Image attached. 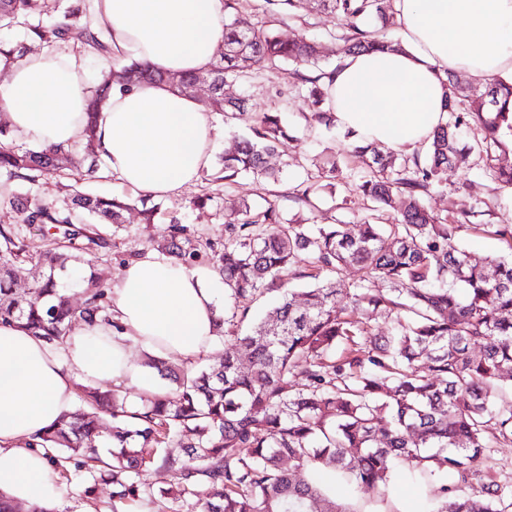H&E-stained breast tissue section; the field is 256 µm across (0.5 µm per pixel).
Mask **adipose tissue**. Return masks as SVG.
I'll return each instance as SVG.
<instances>
[{
	"mask_svg": "<svg viewBox=\"0 0 512 512\" xmlns=\"http://www.w3.org/2000/svg\"><path fill=\"white\" fill-rule=\"evenodd\" d=\"M126 56L181 75L202 71L224 40V0H89ZM401 51L344 58L327 82L328 107L342 130L384 149L426 145L447 118L450 72L479 84L512 78V0H394ZM85 54L62 48L19 61L0 84V112L13 134L40 146L85 140L91 85ZM210 112L167 83L113 86L96 117L94 151L132 190L172 195L211 163ZM222 278L149 252L128 262L112 285L113 325L73 333L65 355L21 327L0 324V492L41 506L57 475L32 439L71 409L77 377L111 380L141 393L160 390L132 346L185 367L213 350Z\"/></svg>",
	"mask_w": 512,
	"mask_h": 512,
	"instance_id": "1",
	"label": "adipose tissue"
}]
</instances>
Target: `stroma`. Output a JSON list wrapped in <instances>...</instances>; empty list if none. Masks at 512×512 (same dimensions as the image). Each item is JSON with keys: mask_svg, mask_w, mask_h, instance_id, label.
<instances>
[{"mask_svg": "<svg viewBox=\"0 0 512 512\" xmlns=\"http://www.w3.org/2000/svg\"><path fill=\"white\" fill-rule=\"evenodd\" d=\"M276 28L281 38L288 41L313 38L325 41L335 32L336 19L320 12L292 18L283 11ZM229 92L247 94L253 113H279L293 135L287 154L269 159L270 166L287 171L286 178L276 183L275 190L284 197L283 207L288 218H305L312 224H326L333 219L356 224L367 215V203L351 192L353 181L365 171V164L349 152L348 139L341 130L307 123L309 102L298 93L291 66L274 69L267 60L254 58L246 78L241 84L230 87ZM324 151L335 154L338 171L333 184L318 187L314 199L316 207L308 210L291 200L290 195L307 186L309 157ZM468 163V172L449 170L442 185L427 197L426 204L441 221L448 223L461 212L472 211V226L462 231L461 243L475 256L495 257L502 254L503 245L496 237L484 233L482 227L512 225V193L497 188L484 175V161L478 152H471ZM267 197V191L248 176L228 185L200 178L177 194L156 199L153 223H142L138 210L128 211L125 225L113 236L108 253L81 251L78 272L83 275L97 270L109 278H117L135 254L149 252L153 243L166 238L175 220L190 225L199 248L222 242L224 220L239 202L259 208L264 206ZM85 459L82 452L60 453L58 495L49 505L51 512H159L158 503L147 499L113 501L111 485L83 469Z\"/></svg>", "mask_w": 512, "mask_h": 512, "instance_id": "stroma-1", "label": "stroma"}]
</instances>
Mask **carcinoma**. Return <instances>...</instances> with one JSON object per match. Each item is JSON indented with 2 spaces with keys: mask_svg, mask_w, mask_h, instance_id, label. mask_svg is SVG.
I'll return each instance as SVG.
<instances>
[{
  "mask_svg": "<svg viewBox=\"0 0 512 512\" xmlns=\"http://www.w3.org/2000/svg\"><path fill=\"white\" fill-rule=\"evenodd\" d=\"M261 2L266 13L286 5L293 14L318 9L335 15L340 27L331 38L339 59L399 45L386 32L393 0ZM17 28L53 49L69 45L79 29V51L112 56L104 23L83 0H0V30ZM255 56L275 69L293 65L311 101L312 120L335 125L322 84L335 69L305 74L318 68L323 46L282 40L256 26L240 0H225L224 43L214 62L180 77L134 59L110 71L88 101L84 144L67 152L20 147L0 128V208L19 213L22 224L54 230L58 241L55 249L38 251L26 236L0 226L1 324L17 323L60 347L77 321L90 329L112 322L109 279L96 273L83 278L76 306L66 278L78 260L72 252L76 243L108 249L129 204L74 189L63 205L49 206L13 189L17 182L57 175L59 157L72 159L92 149L96 114L112 85L168 82L183 91L207 81L209 110L228 122L249 123L248 133L224 150L213 181L248 174L279 182L281 171L268 167L266 156L288 150V126L279 114L252 115L245 98L225 94ZM446 108L447 120L423 156L352 144L354 154L370 157L353 192L378 212L398 209L392 224L365 219L355 233L342 222L290 220L275 200L259 211L244 202L224 225V242L209 245L203 255L189 227L173 222L162 254L187 269L204 258L224 279L231 315L219 317L220 324H232L241 303L269 290L281 292L265 318L236 337L248 363L227 352L218 365L187 369L149 356L146 365L174 381L176 392L144 397L141 409L130 412L122 391L84 386L80 407L30 446L44 449L52 464L59 450H85L89 468L112 485L113 498L158 495L175 512H347L326 497L310 472L331 468L352 487L384 488L399 467L422 483L452 479L435 512H512V499L505 500L501 486L479 476L486 448L512 446V402H494L502 372L512 368V259L472 256L458 244L471 214L442 224L424 204L448 169L466 165V130L479 132L487 176L512 191V168L493 165V151L512 142V83L497 80L478 92L459 86L450 74ZM312 166L317 178H336V159H317ZM484 228L512 254L511 225ZM301 252L307 257L302 268ZM22 263L34 269L24 294L12 288L14 269ZM346 267L359 268L362 276L337 281ZM299 278L314 285L296 305L289 285ZM377 282L385 287H374ZM341 290L349 299L345 308L336 305ZM379 316L389 322L385 336L370 332ZM102 445L110 449L109 462L94 456ZM156 464L174 478L158 491L145 477ZM475 484L471 494L458 492Z\"/></svg>",
  "mask_w": 512,
  "mask_h": 512,
  "instance_id": "obj_1",
  "label": "carcinoma"
}]
</instances>
